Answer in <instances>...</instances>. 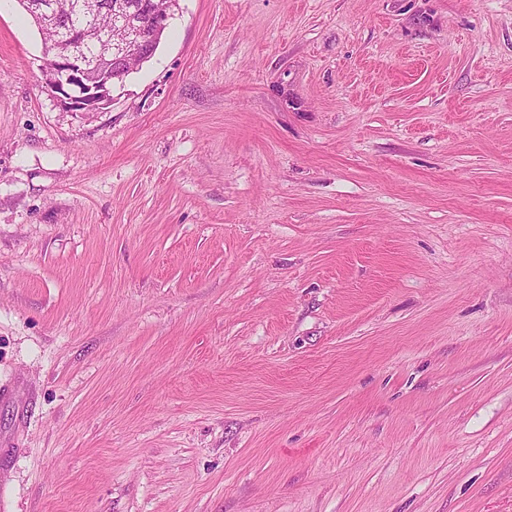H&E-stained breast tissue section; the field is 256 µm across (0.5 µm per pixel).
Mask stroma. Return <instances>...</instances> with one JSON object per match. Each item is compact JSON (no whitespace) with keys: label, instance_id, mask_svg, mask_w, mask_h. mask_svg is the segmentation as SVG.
<instances>
[{"label":"stroma","instance_id":"35a3bbf8","mask_svg":"<svg viewBox=\"0 0 512 512\" xmlns=\"http://www.w3.org/2000/svg\"><path fill=\"white\" fill-rule=\"evenodd\" d=\"M0 0V512H512V0H179L102 112Z\"/></svg>","mask_w":512,"mask_h":512}]
</instances>
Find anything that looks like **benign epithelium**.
<instances>
[{
	"mask_svg": "<svg viewBox=\"0 0 512 512\" xmlns=\"http://www.w3.org/2000/svg\"><path fill=\"white\" fill-rule=\"evenodd\" d=\"M89 0H78L72 13L85 23L57 20L55 8L37 4L33 17L38 29H52L56 41L41 64L43 87L64 112H101L112 105L117 79L132 73L153 55L157 29L136 18L138 8L126 0H112V30L95 27Z\"/></svg>",
	"mask_w": 512,
	"mask_h": 512,
	"instance_id": "7a95c632",
	"label": "benign epithelium"
}]
</instances>
